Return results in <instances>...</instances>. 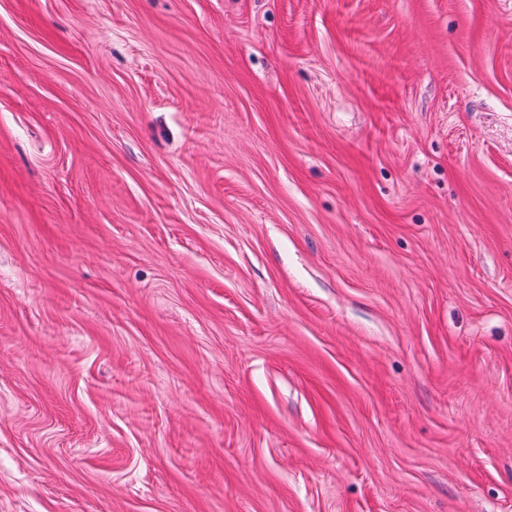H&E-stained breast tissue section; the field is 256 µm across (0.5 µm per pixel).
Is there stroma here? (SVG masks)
Masks as SVG:
<instances>
[{
	"label": "stroma",
	"mask_w": 512,
	"mask_h": 512,
	"mask_svg": "<svg viewBox=\"0 0 512 512\" xmlns=\"http://www.w3.org/2000/svg\"><path fill=\"white\" fill-rule=\"evenodd\" d=\"M0 512H512V0H0Z\"/></svg>",
	"instance_id": "stroma-1"
}]
</instances>
